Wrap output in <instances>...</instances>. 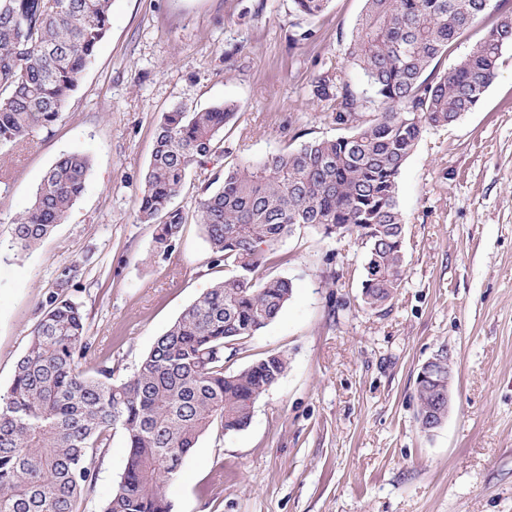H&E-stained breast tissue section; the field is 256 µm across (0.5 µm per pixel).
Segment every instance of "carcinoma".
Returning <instances> with one entry per match:
<instances>
[{"instance_id": "obj_1", "label": "carcinoma", "mask_w": 512, "mask_h": 512, "mask_svg": "<svg viewBox=\"0 0 512 512\" xmlns=\"http://www.w3.org/2000/svg\"><path fill=\"white\" fill-rule=\"evenodd\" d=\"M114 0H0V156L52 127L106 36ZM307 17L329 0H292ZM344 50L362 71L368 94L337 78H320L313 96L334 102L326 115L348 130L314 139L259 163L223 164L224 129L237 105L165 113L148 168L138 219L155 225L157 256L176 250L188 215L172 207L186 173L207 161L217 172L196 219L227 275L203 292L157 338L136 372L115 383L100 365L89 376L79 361L96 356L81 306L54 293L0 396V512H78L95 480L108 433L128 448L118 489L101 512H171L167 487L199 438L218 427L245 429L254 403L285 373L277 353L230 372L225 346L270 324L292 295V281L269 271L276 245L301 226L326 236L354 234L364 244L361 295L389 303L404 280L403 218L398 180L428 126H448L471 111L512 45V13L454 69L425 75L489 0H364ZM90 160L60 157L32 204L11 225L12 245L35 248L83 194ZM417 415L433 411L437 393L416 389Z\"/></svg>"}]
</instances>
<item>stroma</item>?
Instances as JSON below:
<instances>
[{"instance_id":"35a3bbf8","label":"stroma","mask_w":512,"mask_h":512,"mask_svg":"<svg viewBox=\"0 0 512 512\" xmlns=\"http://www.w3.org/2000/svg\"><path fill=\"white\" fill-rule=\"evenodd\" d=\"M364 0H330L318 17L292 0H115L111 24L64 115L8 158L0 189V393L11 385L63 266L65 296L88 337L127 380L199 295L224 277L196 221L156 258L136 219L164 113L238 106L224 131L229 160L259 162L341 131L314 80L342 74ZM490 0L451 42L453 69L501 18ZM91 159L86 189L34 250L9 228L62 155ZM404 282L378 310L361 302L364 249L353 236L298 228L275 272L293 295L227 362L238 371L271 353L288 369L254 405L247 428L200 438L169 488L173 512H512V45L474 110L423 132L399 179ZM448 349L454 408L433 433L416 421L421 365ZM113 433L79 512H100L124 473Z\"/></svg>"}]
</instances>
